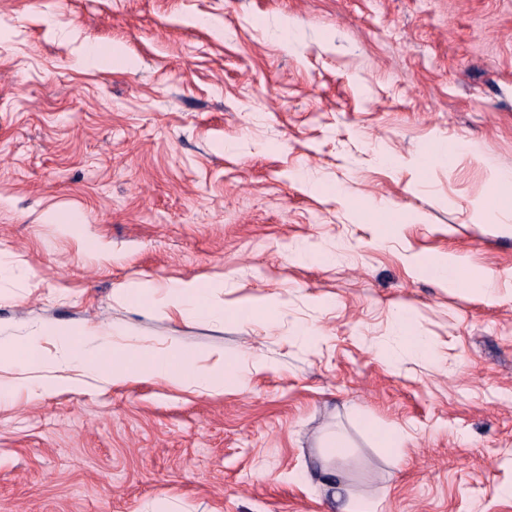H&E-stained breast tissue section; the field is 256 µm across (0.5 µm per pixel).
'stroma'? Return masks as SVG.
<instances>
[{
	"label": "stroma",
	"instance_id": "stroma-1",
	"mask_svg": "<svg viewBox=\"0 0 512 512\" xmlns=\"http://www.w3.org/2000/svg\"><path fill=\"white\" fill-rule=\"evenodd\" d=\"M504 193L512 0H0V340L41 329L54 358L93 330L244 376L15 385L0 512H512ZM483 272L494 299L462 286ZM183 282L223 317L157 306Z\"/></svg>",
	"mask_w": 512,
	"mask_h": 512
}]
</instances>
